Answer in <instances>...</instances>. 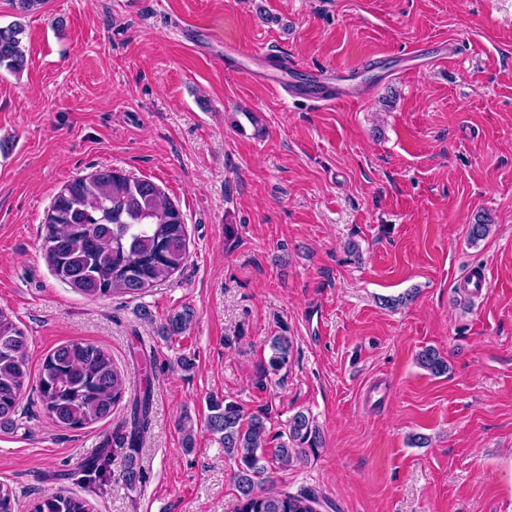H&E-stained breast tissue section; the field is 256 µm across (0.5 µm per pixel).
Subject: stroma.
Masks as SVG:
<instances>
[{
  "instance_id": "obj_1",
  "label": "stroma",
  "mask_w": 512,
  "mask_h": 512,
  "mask_svg": "<svg viewBox=\"0 0 512 512\" xmlns=\"http://www.w3.org/2000/svg\"><path fill=\"white\" fill-rule=\"evenodd\" d=\"M16 21L0 310L30 372L80 339L127 376L111 419L81 430L28 387L0 426L16 512L50 492L93 512H231L233 463L207 426L224 399L265 416L271 449L310 415L319 447L263 487L315 490L320 512H512V0H49L22 17L0 0V26ZM315 73L343 81L340 100L316 102ZM102 169L154 182L186 224L185 266L135 298H86L45 256L55 196ZM481 214L494 230L474 245ZM274 336L293 354L267 374ZM429 346L447 374L418 365ZM146 382L129 485L112 437ZM102 451L103 479L82 469Z\"/></svg>"
}]
</instances>
